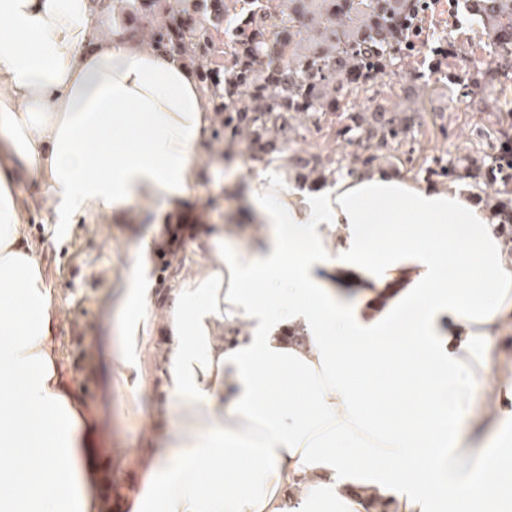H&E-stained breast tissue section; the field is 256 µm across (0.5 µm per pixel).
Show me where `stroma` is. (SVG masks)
<instances>
[{"instance_id": "1", "label": "stroma", "mask_w": 512, "mask_h": 512, "mask_svg": "<svg viewBox=\"0 0 512 512\" xmlns=\"http://www.w3.org/2000/svg\"><path fill=\"white\" fill-rule=\"evenodd\" d=\"M457 20L459 25L453 29L447 14L428 17L427 39L450 31L469 51L481 53L479 21L463 14ZM429 69V64H421L387 80L381 88L383 97L393 103L402 105L407 98H414L415 116L410 159L384 160L379 168L418 184L427 183L426 167L434 158L449 160L465 154L476 158L496 152L499 140L483 137L482 132L492 128L495 112L512 110V81L495 84L484 99L460 101L455 90L442 85L434 91L419 92L418 77L428 74ZM209 153L211 159L193 192L162 227L154 225L156 212L151 203L136 206V218L129 222L90 212L80 221L66 224L52 210L43 208L26 214L28 241L53 289V306L59 312L54 334L63 363L72 385L96 414L103 450L99 491L110 500L118 494L126 498L138 492L145 452L143 426L127 419L121 394L108 393L105 386L108 302L119 297L124 286L125 249L132 238L159 231L160 240L152 253L163 256L164 262L149 264L146 275L156 285L153 312L162 316L171 304V288L187 274L203 268L200 240L223 235L233 214L237 200L224 192L228 171H235L244 181L269 163L268 158L248 154L242 145L228 151L213 141ZM151 343L144 362L148 386L138 405L145 417L165 427L169 418L161 371L168 338L158 329Z\"/></svg>"}]
</instances>
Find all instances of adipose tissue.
I'll return each instance as SVG.
<instances>
[{"label": "adipose tissue", "mask_w": 512, "mask_h": 512, "mask_svg": "<svg viewBox=\"0 0 512 512\" xmlns=\"http://www.w3.org/2000/svg\"><path fill=\"white\" fill-rule=\"evenodd\" d=\"M99 27L91 0H0V512H103L93 413L64 374L18 180L65 220L159 200L163 224L207 158L190 67ZM243 189L234 225L201 243L206 268L171 290L172 424L146 429L128 512H512V253L493 214L384 172L309 194L271 165ZM151 247L128 248L107 362L131 403Z\"/></svg>", "instance_id": "obj_1"}]
</instances>
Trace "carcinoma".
<instances>
[{
    "label": "carcinoma",
    "mask_w": 512,
    "mask_h": 512,
    "mask_svg": "<svg viewBox=\"0 0 512 512\" xmlns=\"http://www.w3.org/2000/svg\"><path fill=\"white\" fill-rule=\"evenodd\" d=\"M489 34L488 56L512 79V0H462ZM112 30L130 33L153 51L190 66L208 93L219 142L255 146L265 156L288 155V169L313 183L333 181L357 167L347 156H322L293 148L303 132L345 114L338 131L361 154L367 169L383 152L413 138L406 110L379 101L375 87L423 53L410 30L419 19L415 0H108ZM462 67H441L430 77L448 79L465 98L484 94V63L455 45ZM373 91L371 105L356 109L353 96ZM292 112L285 113V108ZM435 177L471 179L507 239H512V158L439 165Z\"/></svg>",
    "instance_id": "obj_1"
}]
</instances>
